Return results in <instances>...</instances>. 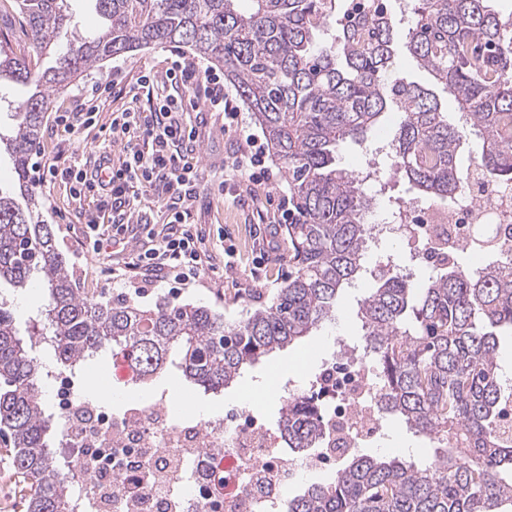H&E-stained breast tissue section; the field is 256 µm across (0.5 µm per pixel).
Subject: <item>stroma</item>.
<instances>
[{"mask_svg": "<svg viewBox=\"0 0 512 512\" xmlns=\"http://www.w3.org/2000/svg\"><path fill=\"white\" fill-rule=\"evenodd\" d=\"M410 26L407 20L395 23L394 66L384 79L388 82L402 79L428 86L432 83L431 76L416 65L404 48ZM178 54L200 70L210 68L207 60L189 49L178 52L170 45H152L103 62L88 76L78 79L67 92L56 95L51 104L52 111L68 112L83 102L87 89L102 86L103 92L97 100L99 125L69 134L54 129L52 124H45L36 146L39 162L63 169L94 160L100 151L111 149L112 144L106 140L104 128L109 125L113 111L136 106L131 97H121L108 91L107 85L113 75L123 74L125 81L132 83L141 73L151 72L161 80ZM222 124L221 116L209 118L205 136L192 158L209 180L200 187V197L192 210L191 222L210 235L205 268L193 284L184 286L164 280L145 282L130 277L124 269L130 251L119 245L105 244L103 252L99 254L86 250L82 244L84 225L81 214L85 211L96 212V197L74 200L68 186L58 180L35 187L34 193L42 202V218L45 223L51 224L61 250L68 257L70 272L77 287L85 289L90 295H101L107 299L127 294L145 305L154 304L160 297L168 298L175 304H203L223 312L225 320L230 322L239 318L248 305L270 300L276 294L288 275L295 271L288 260V236L284 228H277L274 247L257 280L250 273L259 255L253 242L260 225L271 221L280 200L288 192V185L282 175H274L269 182L252 186L250 193L243 195L238 203L219 191L217 182L221 180L224 163L232 153V146L221 129ZM223 234L230 237L238 250L237 260L231 267L224 264V244L219 240ZM388 259L404 265L408 262V255L405 249L393 243L383 250L369 249L365 262L367 271L358 279L356 287H348L341 292L334 323L322 326L301 344L277 351L268 359L247 368L238 384L225 389L221 395L203 393L188 385L173 371L160 375L146 385L138 383L108 391L106 384L114 380L115 370L106 356L85 365L82 387L101 397L104 406L112 408L120 407L129 400L144 402L163 392L174 402L192 397L195 405L204 411L225 412L248 403L258 408L270 422H277L283 406L281 396L276 392L280 373L289 364L298 361L302 364L298 378L307 381L323 361L332 358L337 337L360 338L362 329L356 312L360 299L374 284L369 270L376 261ZM363 452L367 455L399 457L423 465L429 460L430 442L407 430L400 419L393 417L385 420L378 439L367 444ZM28 493L26 484L17 477L13 468L12 447L5 435L1 434L0 512H25L24 502Z\"/></svg>", "mask_w": 512, "mask_h": 512, "instance_id": "35a3bbf8", "label": "stroma"}]
</instances>
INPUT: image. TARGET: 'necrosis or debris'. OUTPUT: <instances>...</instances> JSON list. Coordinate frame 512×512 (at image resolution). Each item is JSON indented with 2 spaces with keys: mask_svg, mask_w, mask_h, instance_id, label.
<instances>
[{
  "mask_svg": "<svg viewBox=\"0 0 512 512\" xmlns=\"http://www.w3.org/2000/svg\"><path fill=\"white\" fill-rule=\"evenodd\" d=\"M482 228L498 241L499 257L511 260L512 183L491 187L469 176L449 205L401 201L391 220L372 232L407 245L432 269L438 257L430 244L440 236L483 263L486 253L473 246ZM377 377L358 343L340 336L333 362L306 384L288 379L281 389L290 399L310 395L311 409L343 425L348 448L356 449L382 429ZM81 380L74 371H52L44 379L63 427L59 451L71 480V512H282L292 482L336 460L325 452L288 454L268 418L248 406L180 411L161 395L107 409L80 395Z\"/></svg>",
  "mask_w": 512,
  "mask_h": 512,
  "instance_id": "1",
  "label": "necrosis or debris"
}]
</instances>
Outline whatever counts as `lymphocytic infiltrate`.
I'll return each mask as SVG.
<instances>
[{
    "label": "lymphocytic infiltrate",
    "instance_id": "obj_1",
    "mask_svg": "<svg viewBox=\"0 0 512 512\" xmlns=\"http://www.w3.org/2000/svg\"><path fill=\"white\" fill-rule=\"evenodd\" d=\"M167 78L172 91L165 94L163 105H155L154 83L144 75L139 87L146 92V106L114 113L109 128L113 141L121 145V163L109 169L100 164L92 170L82 165L60 169L37 164L33 171L36 184L62 177L68 180L73 198L101 197V215L88 216L84 221L87 248L98 252L105 240L137 234L148 246L132 254L130 273L186 285L199 279L207 245L204 236L187 225L200 196L204 172L187 160L197 148L199 134L183 119L184 98L202 99L208 111L223 115L225 136L241 143V150L224 166L225 180L236 185L245 177L267 180L271 172L255 147L254 134L249 133L238 106L219 79L200 78L189 62L176 63ZM146 197L170 213L166 231L159 233L151 224L134 223Z\"/></svg>",
    "mask_w": 512,
    "mask_h": 512
}]
</instances>
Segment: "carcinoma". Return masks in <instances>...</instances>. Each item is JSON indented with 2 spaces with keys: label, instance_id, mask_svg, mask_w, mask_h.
I'll list each match as a JSON object with an SVG mask.
<instances>
[{
  "label": "carcinoma",
  "instance_id": "obj_1",
  "mask_svg": "<svg viewBox=\"0 0 512 512\" xmlns=\"http://www.w3.org/2000/svg\"><path fill=\"white\" fill-rule=\"evenodd\" d=\"M65 0H19L29 47L0 40V78L34 85L8 139L18 191L0 190V283L37 282L42 333L57 364L81 367L102 355L128 359L146 384L174 370L221 393L243 370L310 335L336 314L341 291L365 272L373 196L339 167L337 147L363 142L395 105L402 112L390 170L417 193L452 198L469 130L482 137L475 163L484 179L512 183V27L492 0H410L408 55L455 101L465 124L448 122L434 92L390 85L393 25L377 0L332 32L336 0H93L103 19L92 36H71L54 64L45 51L68 35ZM165 44L187 47L224 68V78L263 130L297 208L287 225L295 275L271 302L233 323L205 305L150 307L128 296L100 301L77 288L69 262L29 189V159L52 96L114 56ZM489 253L479 271L454 259L422 286L384 272L361 300L365 351L383 371L382 416L443 446L424 467L360 453L328 482L286 496L283 512H512V430L500 419L512 397L499 375V336L512 332V263ZM42 363L0 302V432L30 490L26 512H70L66 465L48 443ZM279 431L298 456L314 455L329 428L293 405Z\"/></svg>",
  "mask_w": 512,
  "mask_h": 512
}]
</instances>
